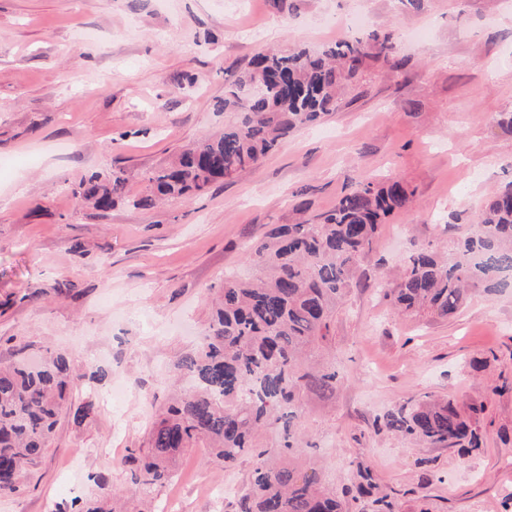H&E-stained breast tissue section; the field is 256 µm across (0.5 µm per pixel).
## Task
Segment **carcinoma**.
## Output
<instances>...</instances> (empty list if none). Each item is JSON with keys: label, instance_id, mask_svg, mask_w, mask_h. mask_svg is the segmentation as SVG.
<instances>
[{"label": "carcinoma", "instance_id": "cac0c4a2", "mask_svg": "<svg viewBox=\"0 0 512 512\" xmlns=\"http://www.w3.org/2000/svg\"><path fill=\"white\" fill-rule=\"evenodd\" d=\"M372 48L379 56L390 55L392 36L372 33L319 54L303 49L255 55L222 102L237 119L221 135L200 138L152 171L149 191L132 205L150 209L163 197L202 192L254 167L288 134L336 109L339 89L356 79ZM257 86L261 92H251ZM126 183L120 169L106 178L92 173L75 194L107 211L124 196ZM411 197L394 178L381 185L363 182L335 210L312 222L282 224L247 247L270 274L258 284L224 279L202 342L176 364L194 382L193 390L159 416L147 454L127 459L138 463L131 469L135 485L166 486L179 458L201 444L226 468L245 455L257 457L247 488L235 498V512H346L343 501L294 458L305 396L331 393L341 382L336 369L310 366L304 355L329 348L336 304L351 288L384 219L408 209ZM455 229L448 259L422 248L386 288L398 310L451 317L468 290L499 293L512 287V184L490 196L475 223ZM82 385L83 376L73 373L62 354L0 367V494L17 491L24 471L40 462L60 410ZM382 426L430 446L480 447L477 429L454 402L429 394L387 412ZM271 428L288 455L275 466L263 459L268 450L259 442ZM356 479L358 495L372 493L369 471L358 469Z\"/></svg>", "mask_w": 512, "mask_h": 512}]
</instances>
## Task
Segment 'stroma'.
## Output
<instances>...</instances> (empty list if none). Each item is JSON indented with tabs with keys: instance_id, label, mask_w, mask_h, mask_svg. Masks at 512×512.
Here are the masks:
<instances>
[{
	"instance_id": "1",
	"label": "stroma",
	"mask_w": 512,
	"mask_h": 512,
	"mask_svg": "<svg viewBox=\"0 0 512 512\" xmlns=\"http://www.w3.org/2000/svg\"><path fill=\"white\" fill-rule=\"evenodd\" d=\"M384 29L394 53L369 58L319 124L201 194L132 206L150 171L234 120L219 103L254 54L322 51ZM509 113L512 0H0V158L17 162L0 171V365L65 353L94 403L83 420L63 410L0 512L115 494L126 512L168 500L176 512H234L205 488H243L252 456L227 469L192 449L148 495L131 493L114 457L147 447L171 395L188 389L172 368L198 347L225 278L259 275L246 245L390 175L412 203L383 224L336 308L324 359L344 381L305 397L299 453L349 512H375L354 495L359 465L393 512H512V289L469 294L448 319L398 315L382 291L411 250L448 256L453 225L512 182ZM118 169L126 197L111 210L74 195L85 175ZM64 279L70 295H51ZM35 290L44 298L26 301ZM427 394L471 412L478 450L376 428Z\"/></svg>"
}]
</instances>
